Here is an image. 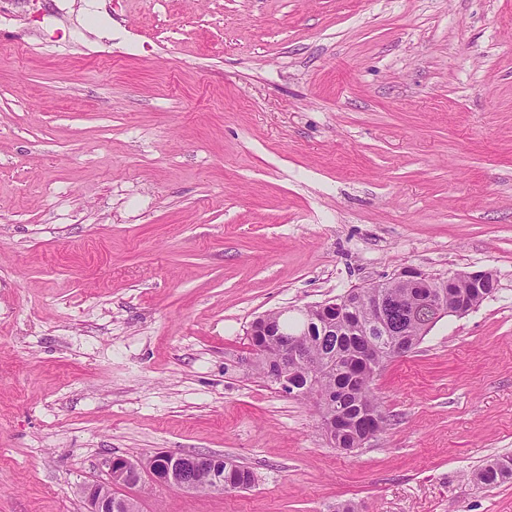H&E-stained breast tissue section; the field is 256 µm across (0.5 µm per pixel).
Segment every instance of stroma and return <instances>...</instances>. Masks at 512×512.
<instances>
[{
	"label": "stroma",
	"mask_w": 512,
	"mask_h": 512,
	"mask_svg": "<svg viewBox=\"0 0 512 512\" xmlns=\"http://www.w3.org/2000/svg\"><path fill=\"white\" fill-rule=\"evenodd\" d=\"M492 271L377 377L346 454L244 364L257 317ZM249 489L141 512H512V0H17L0 27V512L107 456ZM474 478L489 486L512 481V457H495L487 461Z\"/></svg>",
	"instance_id": "obj_1"
}]
</instances>
